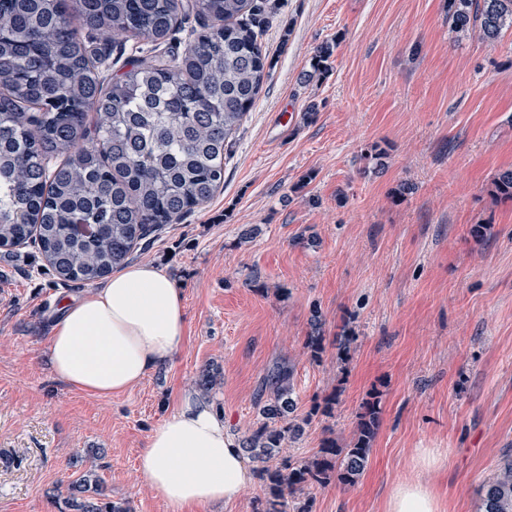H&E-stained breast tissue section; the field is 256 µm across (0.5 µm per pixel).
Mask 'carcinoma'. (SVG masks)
Returning a JSON list of instances; mask_svg holds the SVG:
<instances>
[{"mask_svg": "<svg viewBox=\"0 0 512 512\" xmlns=\"http://www.w3.org/2000/svg\"><path fill=\"white\" fill-rule=\"evenodd\" d=\"M279 0H0V250L34 244L59 279L94 284L123 268L149 236L208 203L224 185V160L255 104L272 61L262 36ZM198 28L181 52L179 22ZM143 44L105 80L108 56L78 34ZM462 35L498 40L512 26V0H448ZM333 45L316 47L305 81L325 77ZM94 125L87 124L89 113ZM492 194L512 199V169ZM304 349L324 353L318 307ZM259 425L238 440L266 487L261 512H311L307 490L355 484L377 427L370 405L344 448L284 455L311 417L297 414L293 368L276 362L255 396ZM85 475L71 483L75 512H131L102 499ZM479 512H512V456L477 490Z\"/></svg>", "mask_w": 512, "mask_h": 512, "instance_id": "1", "label": "carcinoma"}]
</instances>
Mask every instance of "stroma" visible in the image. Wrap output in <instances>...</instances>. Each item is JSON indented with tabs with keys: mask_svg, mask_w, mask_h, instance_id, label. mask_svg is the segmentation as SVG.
Wrapping results in <instances>:
<instances>
[{
	"mask_svg": "<svg viewBox=\"0 0 512 512\" xmlns=\"http://www.w3.org/2000/svg\"><path fill=\"white\" fill-rule=\"evenodd\" d=\"M280 2L262 39L273 67L223 187L132 256L183 292L171 362L111 398L66 387L47 345L61 300L85 289L32 247L0 251V512H70L64 489L89 471L131 512H174L137 468L150 432L211 368L207 397L244 435L282 359L300 412L331 407L289 455L330 437L346 447L366 403L378 411L363 474L311 487L312 512H386L391 489L417 479L442 512H478V486L512 454V199L490 193L512 168V27L493 43L459 35L447 0ZM326 41L329 73L305 81ZM316 308L317 362L303 350ZM423 448L443 461L421 470Z\"/></svg>",
	"mask_w": 512,
	"mask_h": 512,
	"instance_id": "obj_1",
	"label": "stroma"
}]
</instances>
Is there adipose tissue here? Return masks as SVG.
<instances>
[{
	"mask_svg": "<svg viewBox=\"0 0 512 512\" xmlns=\"http://www.w3.org/2000/svg\"><path fill=\"white\" fill-rule=\"evenodd\" d=\"M184 297L151 264L112 274L105 284L62 305L48 344L57 380L93 396L119 395L170 362L184 338ZM138 470L177 512L197 503L229 504L252 480L222 415L189 392L150 433ZM387 512H440L422 480L392 489Z\"/></svg>",
	"mask_w": 512,
	"mask_h": 512,
	"instance_id": "ef3b65f1",
	"label": "adipose tissue"
}]
</instances>
